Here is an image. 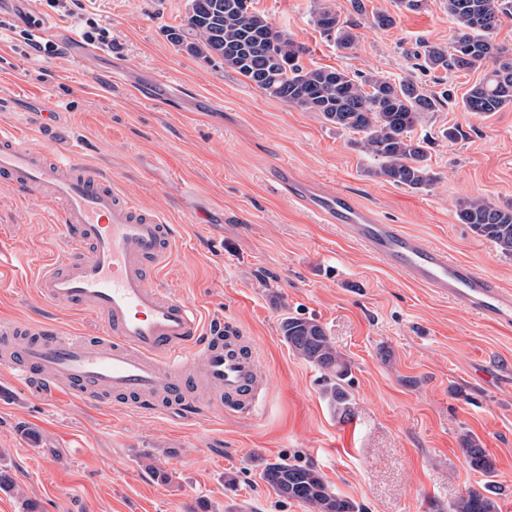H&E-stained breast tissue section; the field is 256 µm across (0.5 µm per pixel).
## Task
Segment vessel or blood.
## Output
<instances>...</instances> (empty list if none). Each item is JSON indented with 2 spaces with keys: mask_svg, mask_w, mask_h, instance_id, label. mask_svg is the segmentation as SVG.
I'll return each instance as SVG.
<instances>
[{
  "mask_svg": "<svg viewBox=\"0 0 512 512\" xmlns=\"http://www.w3.org/2000/svg\"><path fill=\"white\" fill-rule=\"evenodd\" d=\"M279 181L321 221L468 313L512 325V292L447 251L384 224L348 194L323 191L279 168ZM0 179L49 205L67 246L45 260L35 282L42 305L101 322L92 336L62 334L49 319L0 318L4 362L43 391L127 412L170 410L184 418L213 409L250 416L269 391L255 340L229 323L204 326L198 310L163 288L179 243L174 225L143 206L121 180L59 155L0 125Z\"/></svg>",
  "mask_w": 512,
  "mask_h": 512,
  "instance_id": "1",
  "label": "vessel or blood"
}]
</instances>
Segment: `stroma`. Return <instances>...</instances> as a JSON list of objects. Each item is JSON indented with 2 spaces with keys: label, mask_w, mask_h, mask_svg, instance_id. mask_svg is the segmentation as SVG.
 <instances>
[{
  "label": "stroma",
  "mask_w": 512,
  "mask_h": 512,
  "mask_svg": "<svg viewBox=\"0 0 512 512\" xmlns=\"http://www.w3.org/2000/svg\"><path fill=\"white\" fill-rule=\"evenodd\" d=\"M353 24L341 48L314 23L319 5ZM187 0H84L64 16L46 0H0V124L32 137L78 140L80 159L131 187L140 203L178 225L166 288L257 343L270 391L251 417L197 420L132 414L50 400L0 365V512H309L280 497L260 474L286 458L317 467L359 512H448L468 490L496 486L498 512H512V327L489 323L435 296L318 222L272 181L285 163L326 190L353 194L384 223L426 238L512 291V258L456 217L479 197L512 202V108L478 115L462 99L484 75L428 72L425 45L451 46L443 0L419 10L400 0H252L274 26L304 44L308 67L410 79L451 97L415 130L438 175L416 192L370 176L372 158L318 113L266 96L223 60L179 49L167 29ZM394 25L372 28L374 13ZM46 20L55 58L29 53L21 30ZM105 28L93 73L67 52L88 25ZM140 85L149 99L131 94ZM188 99L175 111L168 94ZM64 234L50 207L0 183V317L50 315L65 332L93 334L97 318L33 295L36 265ZM316 319L347 359L351 414L340 419L323 376L284 342L286 314ZM494 462L470 469L464 437Z\"/></svg>",
  "instance_id": "obj_1"
}]
</instances>
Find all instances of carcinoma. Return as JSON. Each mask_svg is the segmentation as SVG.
Listing matches in <instances>:
<instances>
[{
  "mask_svg": "<svg viewBox=\"0 0 512 512\" xmlns=\"http://www.w3.org/2000/svg\"><path fill=\"white\" fill-rule=\"evenodd\" d=\"M444 7L455 26V40L450 50L425 46L424 67L460 71L491 60V70L469 89L463 107L487 114L511 106L512 59H504L494 32L500 17L512 13V0H444ZM328 21L336 28V44L349 47L355 39L349 25L322 5L315 24L325 35ZM171 41L196 55H217L266 96L316 112L337 129L359 135L354 145L379 161L371 174L380 181L414 191L428 190L437 182L425 140L412 132L435 111L438 100L414 82L357 77L327 66L309 68L302 63V43L260 13H244L239 0H189L179 26L172 28ZM456 215L500 254L512 258V204L496 206L470 197L458 202ZM281 331L288 349L323 374L328 405L341 417L348 416L350 366L323 326L313 318L289 315ZM463 451L473 470L493 471L479 443L467 439ZM261 476L279 496L307 505L310 512H356V505L337 494L313 466L280 458L266 463ZM449 512H497V505L490 496L470 490Z\"/></svg>",
  "mask_w": 512,
  "mask_h": 512,
  "instance_id": "1",
  "label": "carcinoma"
}]
</instances>
